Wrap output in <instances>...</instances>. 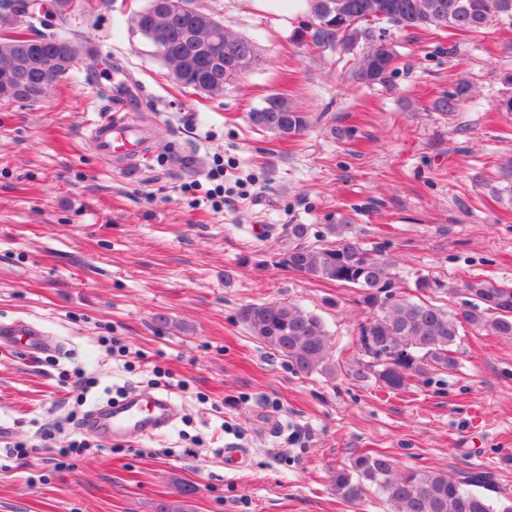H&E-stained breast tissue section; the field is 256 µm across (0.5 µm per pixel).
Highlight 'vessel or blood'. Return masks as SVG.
I'll list each match as a JSON object with an SVG mask.
<instances>
[{
    "mask_svg": "<svg viewBox=\"0 0 512 512\" xmlns=\"http://www.w3.org/2000/svg\"><path fill=\"white\" fill-rule=\"evenodd\" d=\"M92 138L100 150L109 155L136 157L144 151L138 129L124 119L100 121L92 131ZM0 337L23 338L33 350L47 344L42 331L25 321L1 324ZM174 415L175 405L167 394L134 391L121 400L90 410L85 425L106 439L132 433L154 435L164 431Z\"/></svg>",
    "mask_w": 512,
    "mask_h": 512,
    "instance_id": "1",
    "label": "vessel or blood"
}]
</instances>
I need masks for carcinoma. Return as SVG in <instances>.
<instances>
[{"mask_svg": "<svg viewBox=\"0 0 512 512\" xmlns=\"http://www.w3.org/2000/svg\"><path fill=\"white\" fill-rule=\"evenodd\" d=\"M144 7L131 20L157 49L171 69L174 80L210 97H221L227 87L250 71L258 58L254 43L236 37L216 20L210 26L199 21L208 12L190 5L173 11L161 0ZM0 8L6 16L28 14L27 0H6ZM512 17V0H314L310 25L313 36L323 37L343 50L359 53L356 76L368 84L384 85L394 72L395 51L386 39L385 25L407 30L442 26L457 35L473 36L499 18ZM83 45L78 38L54 33L28 37L14 27L0 31V91L20 80L39 90L51 88L67 76L71 67L46 77L45 60L59 45ZM470 85L460 79L452 91L438 100L436 110L459 111L469 98ZM258 129L280 139L305 131L306 113L297 110L282 93H272L262 107L248 114ZM333 244L319 248L304 244L305 224L288 225L293 244L281 264L306 280L349 285L368 310L360 326L363 359L352 375L372 379L383 391L397 394L416 379L457 370L459 347L466 329L486 331L512 339V283H496L475 276L462 288H448L442 281L423 275L416 278L417 293L456 294L469 302L459 312H450L432 301H413L400 295V282L391 272L393 261L377 250L363 247L352 218L344 215L326 227ZM242 321L251 334L286 358L292 368L306 375L332 376L336 362L321 317L286 302L252 304L242 311ZM336 495L352 504L362 502L372 491L393 506L394 512H512V496L495 500L481 489L489 478L483 473L452 480L444 472L402 471L381 452L356 457L350 468L331 476Z\"/></svg>", "mask_w": 512, "mask_h": 512, "instance_id": "1", "label": "carcinoma"}]
</instances>
